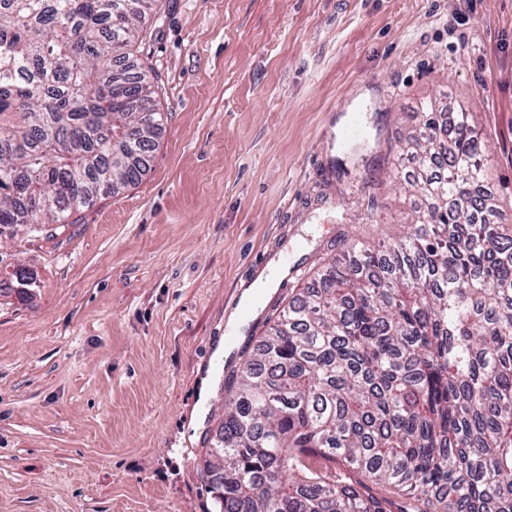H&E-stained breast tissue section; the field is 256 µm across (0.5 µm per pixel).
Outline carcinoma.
<instances>
[{
	"mask_svg": "<svg viewBox=\"0 0 512 512\" xmlns=\"http://www.w3.org/2000/svg\"><path fill=\"white\" fill-rule=\"evenodd\" d=\"M157 2L0 0V235L139 182L166 117L124 62ZM419 116L395 178L423 206L392 242L346 239L232 375L211 512H512V226L472 113L451 138Z\"/></svg>",
	"mask_w": 512,
	"mask_h": 512,
	"instance_id": "1",
	"label": "carcinoma"
}]
</instances>
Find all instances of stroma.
Returning a JSON list of instances; mask_svg holds the SVG:
<instances>
[{
  "label": "stroma",
  "instance_id": "1",
  "mask_svg": "<svg viewBox=\"0 0 512 512\" xmlns=\"http://www.w3.org/2000/svg\"><path fill=\"white\" fill-rule=\"evenodd\" d=\"M146 34L167 121L139 183L0 237V512H209L230 314L291 258L241 355L348 231L410 223L392 171L421 104L473 113L512 213V0H161Z\"/></svg>",
  "mask_w": 512,
  "mask_h": 512
}]
</instances>
